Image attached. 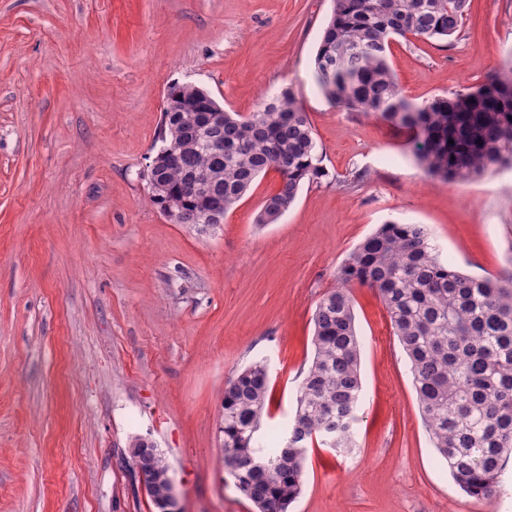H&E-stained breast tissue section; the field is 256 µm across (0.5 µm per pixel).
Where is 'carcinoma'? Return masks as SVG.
Instances as JSON below:
<instances>
[{
	"mask_svg": "<svg viewBox=\"0 0 512 512\" xmlns=\"http://www.w3.org/2000/svg\"><path fill=\"white\" fill-rule=\"evenodd\" d=\"M470 0H334L314 59L318 84L335 105L373 114L410 133L427 174L469 180L512 167V64L489 74L477 90L437 96L421 104L406 98L389 61L395 37L454 36ZM215 101L197 99L187 86L167 93L161 136L177 133L178 165L164 164L154 203L184 202V215L201 220L211 206L229 211L270 168L280 175L257 223L272 224L299 189L325 176L306 112L290 88L247 116L224 112V124L205 131L198 145L196 114ZM205 176L206 193L188 191ZM340 285L317 303L314 355L296 395L294 416L259 434L266 407L267 366L256 361L224 389V471L243 497L288 512L300 496L307 449L313 442L343 450L356 446L361 404V341L350 287L375 290L393 334L405 351L424 421L438 455L461 491L492 501L512 459V277L462 273L435 255L423 224L389 222L366 237L338 271ZM135 464L164 485L165 457L140 436Z\"/></svg>",
	"mask_w": 512,
	"mask_h": 512,
	"instance_id": "obj_1",
	"label": "carcinoma"
}]
</instances>
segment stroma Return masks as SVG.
<instances>
[{
	"mask_svg": "<svg viewBox=\"0 0 512 512\" xmlns=\"http://www.w3.org/2000/svg\"><path fill=\"white\" fill-rule=\"evenodd\" d=\"M332 8L0 0V512H156L130 481L136 436L164 454L175 512H256L224 472V389L265 361L268 414L291 415L316 305L365 237L423 224L459 271L512 272V168L430 177L403 131L331 104L313 60ZM390 63L416 103L477 87L512 63V0H471L446 41L396 38ZM174 83L243 115L291 88L326 177L272 224V169L223 224L175 223L145 177ZM352 296L357 446L309 448L290 512H512V463L493 501L456 486L383 303Z\"/></svg>",
	"mask_w": 512,
	"mask_h": 512,
	"instance_id": "35a3bbf8",
	"label": "stroma"
}]
</instances>
